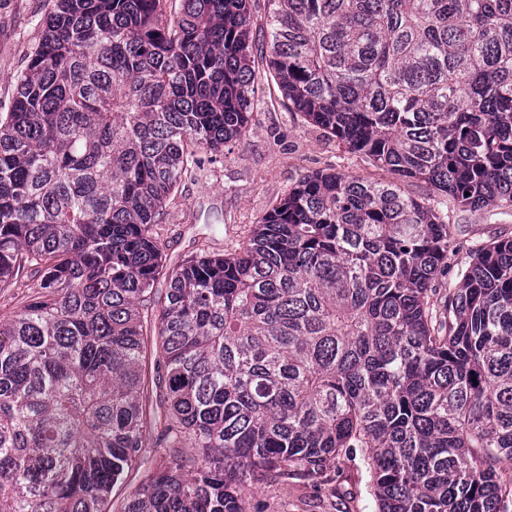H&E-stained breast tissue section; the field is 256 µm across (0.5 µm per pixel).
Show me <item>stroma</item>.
Masks as SVG:
<instances>
[{"instance_id":"35a3bbf8","label":"stroma","mask_w":512,"mask_h":512,"mask_svg":"<svg viewBox=\"0 0 512 512\" xmlns=\"http://www.w3.org/2000/svg\"><path fill=\"white\" fill-rule=\"evenodd\" d=\"M53 0H0V118L10 112L18 80L41 44L44 20ZM259 102L250 114L242 141L217 156L199 153L200 163L182 178L169 197L156 227L166 263L221 254L242 243L277 199L304 176L339 172L387 181L390 173L371 166L336 139L291 112L271 95L276 83L269 72L257 76ZM454 251L448 257L446 287L458 284L472 247L512 237V210L489 204L477 211H453ZM374 472L358 453L341 469L315 478L282 481L277 472L245 477L251 512H377Z\"/></svg>"}]
</instances>
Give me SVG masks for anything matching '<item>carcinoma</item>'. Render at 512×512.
Listing matches in <instances>:
<instances>
[{"mask_svg":"<svg viewBox=\"0 0 512 512\" xmlns=\"http://www.w3.org/2000/svg\"><path fill=\"white\" fill-rule=\"evenodd\" d=\"M167 2L56 0L0 119V289L32 294L0 324V512H111L131 470L123 512H250L239 471L358 450L378 512H512V237L444 292L439 210L336 172L222 255L171 268L154 232L264 67L446 209L512 207V0Z\"/></svg>","mask_w":512,"mask_h":512,"instance_id":"obj_1","label":"carcinoma"}]
</instances>
